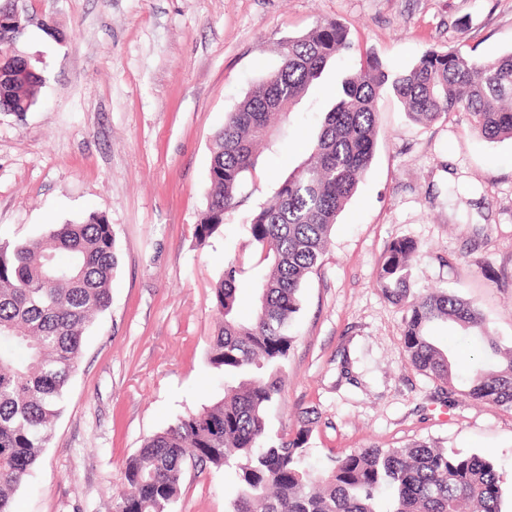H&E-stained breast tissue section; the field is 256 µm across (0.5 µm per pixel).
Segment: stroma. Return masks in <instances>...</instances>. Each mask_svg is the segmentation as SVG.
Here are the masks:
<instances>
[{"instance_id":"1","label":"stroma","mask_w":512,"mask_h":512,"mask_svg":"<svg viewBox=\"0 0 512 512\" xmlns=\"http://www.w3.org/2000/svg\"><path fill=\"white\" fill-rule=\"evenodd\" d=\"M22 48L44 82L23 118L0 114V240L35 239L89 213L116 237L111 305L91 326L65 407L11 512H106L123 462L144 440L224 394L207 359L212 290L240 268L239 310L264 271L247 229L308 155L342 81L374 52L394 69L429 48L512 51V0H23ZM349 29L332 62L261 147L220 236L197 245L213 138L317 23ZM60 36L45 34L46 26ZM369 174L303 285L271 441L309 418V469L354 448L415 440L491 456L512 488V407L441 394L402 351L403 312L377 283L393 240L418 242L415 287L476 302L512 343V139L489 142L464 116L429 127L389 94ZM234 470L187 471L175 512H224Z\"/></svg>"}]
</instances>
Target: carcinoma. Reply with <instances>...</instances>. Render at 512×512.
<instances>
[{
	"label": "carcinoma",
	"mask_w": 512,
	"mask_h": 512,
	"mask_svg": "<svg viewBox=\"0 0 512 512\" xmlns=\"http://www.w3.org/2000/svg\"><path fill=\"white\" fill-rule=\"evenodd\" d=\"M1 16L0 112L21 117L36 106L43 76L9 35L24 18L8 0H0ZM351 49L349 30L337 21L283 43L279 67L252 87L215 136L213 191L194 229L198 245L222 232L224 215L238 204L242 176L255 164V147L274 132V118L292 112L336 56ZM385 92L418 125L463 114L488 141L512 138V51L480 58L460 48H429L407 72L365 55L342 81L306 159L251 215L249 232L266 268L250 315L238 312L235 263H227L213 288L218 325L208 361L237 377V385L148 437L126 459L112 512H173L189 465L235 468L236 493L225 512H506L502 478L485 454L424 442L372 446L335 455L316 475L304 466L308 424L277 443L265 442L267 410L283 391L303 283L369 172L379 136L376 103ZM418 252L412 239L391 242L377 275L379 287L403 310L404 356L454 393L453 363L428 335L431 324L451 322L482 341L464 394L512 406V347L502 351L474 303L439 286L413 289ZM116 266L112 225L95 212L33 240L0 243V512H10L13 494L49 443L85 333L110 305Z\"/></svg>",
	"instance_id": "cac0c4a2"
}]
</instances>
